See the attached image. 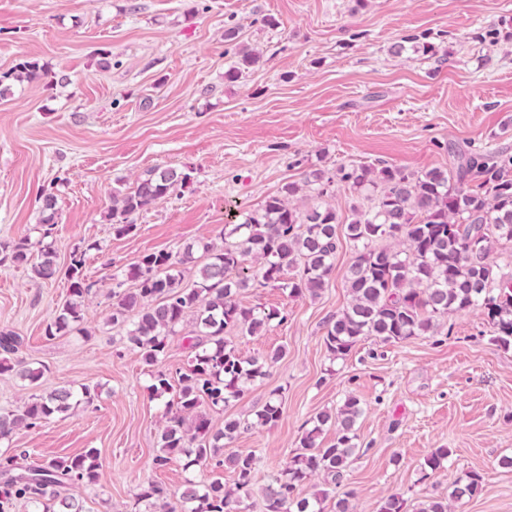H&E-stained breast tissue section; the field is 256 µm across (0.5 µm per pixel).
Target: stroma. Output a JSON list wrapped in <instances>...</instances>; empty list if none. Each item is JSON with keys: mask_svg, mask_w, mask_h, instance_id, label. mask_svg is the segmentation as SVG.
<instances>
[{"mask_svg": "<svg viewBox=\"0 0 512 512\" xmlns=\"http://www.w3.org/2000/svg\"><path fill=\"white\" fill-rule=\"evenodd\" d=\"M231 27L264 54L234 81L224 78L235 62L224 42ZM404 37L433 50L391 55ZM25 57L52 77L11 83L0 96V239L38 238L39 197L56 194L53 246L63 267L74 248L86 251L91 335H45L68 297L65 276L0 265V333L20 338L12 361L44 370L34 387L1 373L0 410L62 385L98 389L93 405L18 429L10 443L27 468L97 449L99 480L79 490L85 512H148L141 489L174 492L187 476L179 463H155L162 403L109 322L114 276L146 253L220 241L236 212L313 168L353 161L420 172L451 167L461 153L512 155V0H0V72ZM156 167L191 180L116 234L113 194ZM352 256L341 243L319 298L271 287L242 297L281 319L234 337L238 352L287 350L211 416L219 428L228 417L249 424L230 445L257 458L246 512H263L260 489L287 465L306 422L350 395L363 407L360 451L341 484L354 493L353 512H377L393 493L412 503L447 495L472 470L484 474L483 490L458 512H512V346L475 311L449 316L437 335L367 340L331 359L323 325L348 302ZM275 390L280 420L255 425ZM437 448L450 455L430 474L424 463Z\"/></svg>", "mask_w": 512, "mask_h": 512, "instance_id": "stroma-1", "label": "stroma"}]
</instances>
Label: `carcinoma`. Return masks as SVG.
<instances>
[{
	"label": "carcinoma",
	"instance_id": "1",
	"mask_svg": "<svg viewBox=\"0 0 512 512\" xmlns=\"http://www.w3.org/2000/svg\"><path fill=\"white\" fill-rule=\"evenodd\" d=\"M225 52H234L236 65L224 77L234 81L244 68L263 62V54L239 42V31L225 30ZM48 67L35 60L18 62L0 75V93L8 80L42 81ZM190 180L189 173L156 167L140 177L126 193L112 195L109 216L118 235L134 229L131 216L171 195ZM343 186L364 196L369 205L352 207L345 220V237L354 255L344 274L349 301L326 322L324 345L332 359L348 355L356 344L379 339L404 342L435 331L454 314L482 310L493 325L497 341L512 345V275L500 273L490 255L495 247L512 245V155L482 151L461 156L453 169L433 168L408 172L393 165H339L315 168L303 185L288 183L282 193L268 198L258 209L245 210L224 234V243L200 241L174 255L170 252L140 256L126 280L112 288L109 322L127 328L129 347L148 367L162 363L172 337L187 317L193 330L185 336L190 356L176 371L177 383L165 370L151 373L148 390L163 402L165 425L159 432V465L180 462L184 469L210 470L207 479L188 478L179 491L169 494L150 483L139 500L160 506L163 512H241L254 485L252 453L224 454V444L241 433L237 419H224L216 427L210 412L222 410L244 390L264 378L268 368L285 355L281 348L265 356L244 357L226 337L238 333L258 335L278 318L276 310L248 307L240 296L248 288H281L293 297H319L335 272L340 246L336 209L326 199ZM308 192L313 205L302 209L293 203ZM41 235L0 239V265H30L35 278L50 280L60 272L57 255L45 239L52 234L57 197H40ZM86 251L75 249L65 275L70 281L68 299L47 325L48 337L69 330L86 332L84 302L90 286L83 268ZM132 287H125V281ZM16 371L37 383L42 369L19 361L0 360V373ZM98 391L86 385H63L38 395L19 413H0V443L10 440L20 427H33L78 406H89ZM282 415L275 392L257 411V423L274 425ZM362 415L357 397L348 396L334 412L323 411L313 427L302 432L288 466L262 491L265 512H326L330 492L309 497L302 486L324 475L334 486L341 482L359 451L356 424ZM336 431L323 445L324 428ZM101 467L95 451L67 461L50 460L18 470L15 456L0 453V512L22 500L28 512H84L79 497L63 493L95 482ZM220 470L236 476L225 488ZM484 477L468 471L448 495L413 505L400 495L384 499L378 512H450L454 504L476 497Z\"/></svg>",
	"mask_w": 512,
	"mask_h": 512
}]
</instances>
